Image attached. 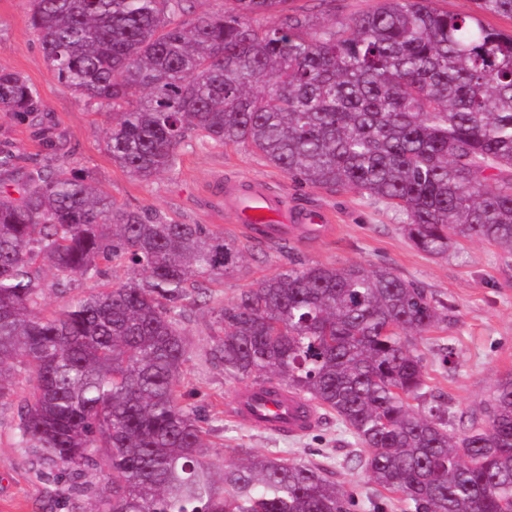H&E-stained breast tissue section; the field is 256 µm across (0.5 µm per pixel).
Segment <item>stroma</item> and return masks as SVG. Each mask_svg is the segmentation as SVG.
<instances>
[{
    "mask_svg": "<svg viewBox=\"0 0 512 512\" xmlns=\"http://www.w3.org/2000/svg\"><path fill=\"white\" fill-rule=\"evenodd\" d=\"M377 0H290L294 11L318 22L344 20L373 8ZM0 66L20 72L39 93V110L22 119L0 112V150L16 154L21 165L46 169L66 164L87 174L118 204L145 210L164 220L203 224L209 230L243 238L224 205V185L231 180L269 183L289 205L325 213L335 232L317 243L282 251L254 242L245 265L214 285L209 304L188 310L181 326L189 341L182 365L184 403L196 410L207 431L205 455L219 465L236 462L241 449L315 464L335 473L337 483L355 500L353 512H403L398 501L381 500L375 486L347 460L360 446L345 426L321 416L305 435L280 437L258 431L227 412L239 380L209 357L214 336V306L231 302L244 289L269 278L293 258L309 263H362L392 269L426 288L448 309L447 322L418 343L431 389L461 429V417L480 416L498 383L512 375V276L504 273L499 250L482 241H459L444 256L416 250L401 230L403 218L386 203L355 191L329 192L298 184L264 162L250 148H185L177 169L150 182L131 178L106 147L108 111L88 104L49 70L29 25L28 0H0ZM126 267L108 269L103 280L73 279L59 294L54 278L41 271L42 306L54 309L65 298L80 297L100 284L124 281ZM453 346L452 364L441 349ZM19 395L0 399V512H87L88 499L70 497L66 483H49L38 453L15 445Z\"/></svg>",
    "mask_w": 512,
    "mask_h": 512,
    "instance_id": "stroma-1",
    "label": "stroma"
}]
</instances>
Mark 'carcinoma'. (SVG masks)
<instances>
[{
  "instance_id": "obj_1",
  "label": "carcinoma",
  "mask_w": 512,
  "mask_h": 512,
  "mask_svg": "<svg viewBox=\"0 0 512 512\" xmlns=\"http://www.w3.org/2000/svg\"><path fill=\"white\" fill-rule=\"evenodd\" d=\"M189 2L30 0L48 68L112 112L106 145L130 176L174 171L194 143L248 146L300 184L384 201L425 254L477 239L512 260V33L482 20L512 19V0L472 14L379 0L317 28L288 0L194 16ZM37 111L33 85L0 68V112ZM5 181L21 196L0 195V398L25 377L16 444L40 449L46 476L78 499L106 460L110 486L86 512H351L322 467L245 449L215 466L181 402L186 302L211 296L246 245L117 205L64 164L24 171L0 151ZM114 263L125 282L40 309V270L65 294ZM213 312L224 374L336 416L367 449L355 467L408 512H512V376L485 419L448 429L415 343L447 318L425 289L294 261Z\"/></svg>"
}]
</instances>
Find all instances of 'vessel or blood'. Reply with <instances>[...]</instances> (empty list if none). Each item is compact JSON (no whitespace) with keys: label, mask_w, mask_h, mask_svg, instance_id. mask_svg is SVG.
I'll return each mask as SVG.
<instances>
[{"label":"vessel or blood","mask_w":512,"mask_h":512,"mask_svg":"<svg viewBox=\"0 0 512 512\" xmlns=\"http://www.w3.org/2000/svg\"><path fill=\"white\" fill-rule=\"evenodd\" d=\"M228 209L236 224L251 238L267 243L293 236L318 238L330 230L323 215L302 213L265 183L244 180L230 188ZM232 414L240 421L279 436L307 433L317 414L298 395L280 388L268 393L266 385L244 386L234 399Z\"/></svg>","instance_id":"b4317fda"}]
</instances>
